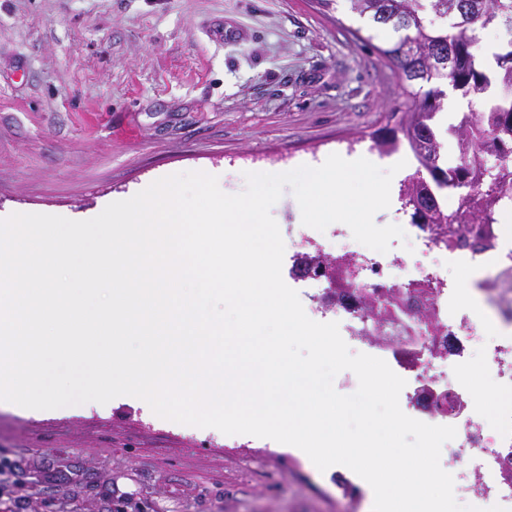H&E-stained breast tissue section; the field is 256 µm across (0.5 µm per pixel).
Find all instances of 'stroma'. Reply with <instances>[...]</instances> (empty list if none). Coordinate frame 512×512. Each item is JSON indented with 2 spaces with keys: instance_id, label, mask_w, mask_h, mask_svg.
I'll use <instances>...</instances> for the list:
<instances>
[{
  "instance_id": "1",
  "label": "stroma",
  "mask_w": 512,
  "mask_h": 512,
  "mask_svg": "<svg viewBox=\"0 0 512 512\" xmlns=\"http://www.w3.org/2000/svg\"><path fill=\"white\" fill-rule=\"evenodd\" d=\"M372 35L361 43L353 29ZM391 27L316 0H0V214L97 213L165 176L282 173L411 105ZM264 438L114 398L0 406V512H368Z\"/></svg>"
}]
</instances>
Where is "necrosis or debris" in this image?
<instances>
[{
  "label": "necrosis or debris",
  "mask_w": 512,
  "mask_h": 512,
  "mask_svg": "<svg viewBox=\"0 0 512 512\" xmlns=\"http://www.w3.org/2000/svg\"><path fill=\"white\" fill-rule=\"evenodd\" d=\"M334 244L319 242L315 229L301 224L288 227L292 255L289 279L309 283L307 309L317 317L334 314L343 340L361 353H371L365 331L367 321L359 310L361 296L371 288H401L411 295L387 326L388 347L382 355L390 368L405 379L399 397L417 420L431 425L455 427L448 448V467L459 479L458 494L476 495L484 502L512 512V454L502 444L512 442V409H505L496 428H489L476 408L477 381L462 380L459 368L473 348H480L482 365L501 387L512 390V336L484 333L487 314L456 282L449 280L444 266L471 272L499 264L508 247L496 240L494 247L475 252L437 243L433 234L412 224L407 228L411 252L380 253L361 247L347 225L334 229ZM340 259L351 258L361 268L359 278L346 288H332L326 277L313 276L301 258L315 251ZM433 307L438 328L427 337L417 322L418 307Z\"/></svg>",
  "instance_id": "obj_1"
}]
</instances>
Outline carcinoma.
<instances>
[{"mask_svg": "<svg viewBox=\"0 0 512 512\" xmlns=\"http://www.w3.org/2000/svg\"><path fill=\"white\" fill-rule=\"evenodd\" d=\"M349 9L376 24L404 35L379 49L409 88L412 105L392 113L394 125L377 138L380 151L404 147L418 163L400 184L399 199L413 224L431 227L442 243L483 249L494 236L498 209L512 202V40L493 53L494 65H477V30L493 24L512 30V0H345ZM449 84L461 96L482 102L479 112L462 113L448 128L454 141L453 162L444 160L443 141L435 127L436 114ZM500 86L503 95L490 90ZM445 189H463L456 216L440 202ZM351 259L326 261L324 269L338 288L351 284ZM377 306L361 300L363 317L372 322L369 336L380 342V327L405 300L400 288L373 291Z\"/></svg>", "mask_w": 512, "mask_h": 512, "instance_id": "carcinoma-1", "label": "carcinoma"}]
</instances>
